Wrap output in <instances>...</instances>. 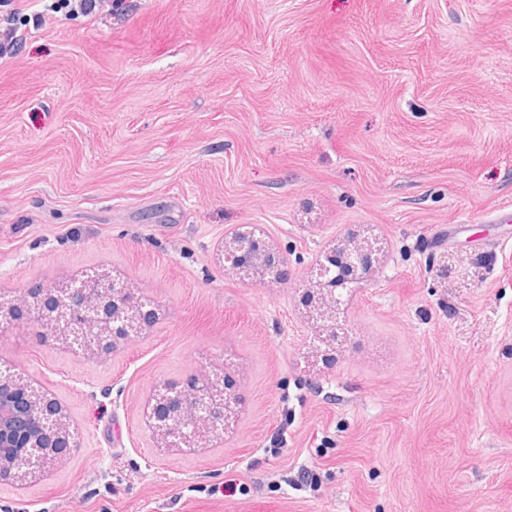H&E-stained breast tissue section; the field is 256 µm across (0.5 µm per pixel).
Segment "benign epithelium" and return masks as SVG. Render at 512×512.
<instances>
[{
    "label": "benign epithelium",
    "mask_w": 512,
    "mask_h": 512,
    "mask_svg": "<svg viewBox=\"0 0 512 512\" xmlns=\"http://www.w3.org/2000/svg\"><path fill=\"white\" fill-rule=\"evenodd\" d=\"M342 265L329 255L311 272L317 287L306 302L320 327L318 339L334 344L343 333L338 320L341 293L354 280L372 273L376 248L368 242L338 247ZM224 267L244 279H278L283 263L256 229L242 225L224 235L218 253ZM20 302L33 310L59 339L83 350L108 351L114 340L137 336L155 318L152 309L109 276L92 272L41 295L27 292ZM239 397L222 372H208L188 389L159 385L143 410L145 424L171 448H201L224 434L237 415ZM78 447L59 403L21 373L0 368V481L23 483L52 468L57 457Z\"/></svg>",
    "instance_id": "obj_1"
}]
</instances>
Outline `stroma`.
Returning <instances> with one entry per match:
<instances>
[{
	"mask_svg": "<svg viewBox=\"0 0 512 512\" xmlns=\"http://www.w3.org/2000/svg\"><path fill=\"white\" fill-rule=\"evenodd\" d=\"M0 60V298L99 271L155 320L105 353L0 324L80 446L0 512H512V0H102ZM257 224L279 283L216 258ZM376 271L327 348L310 271ZM224 368L208 447H160L161 381Z\"/></svg>",
	"mask_w": 512,
	"mask_h": 512,
	"instance_id": "obj_1",
	"label": "stroma"
}]
</instances>
